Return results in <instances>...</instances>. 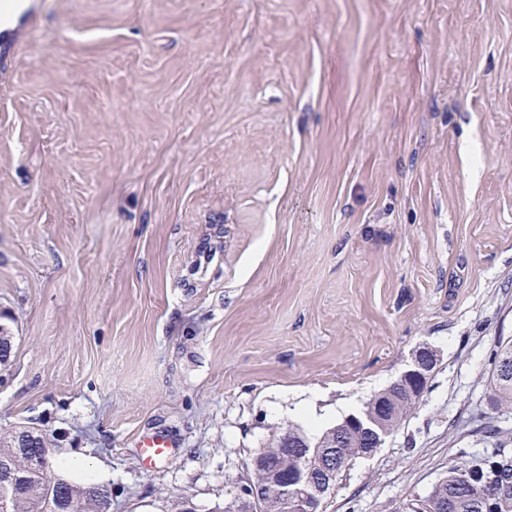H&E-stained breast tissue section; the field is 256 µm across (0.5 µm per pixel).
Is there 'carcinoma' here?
Listing matches in <instances>:
<instances>
[{
	"label": "carcinoma",
	"instance_id": "cac0c4a2",
	"mask_svg": "<svg viewBox=\"0 0 512 512\" xmlns=\"http://www.w3.org/2000/svg\"><path fill=\"white\" fill-rule=\"evenodd\" d=\"M512 361V340L501 341L492 352V372L490 379V403L497 410H512V378L502 377L501 368L505 360ZM396 406L394 417L388 428L396 430L408 417L417 400L408 391L394 384L382 391ZM27 433L22 426L11 431L0 432V462H7L15 470H25L34 457L52 458L53 446L40 435L35 447L22 454L16 445L20 437ZM288 434L307 442V448L297 449V454L288 457L286 470L292 472L303 464L313 480L323 475V469L330 466L338 472L348 467L354 460L368 452L364 448L366 436L353 429L347 432L348 442L339 448L332 447L341 431L336 427L327 429L312 440L299 429L290 427ZM260 485L255 487L258 494L269 503L266 512H295L284 506L285 492L273 489L264 482V477L256 478ZM64 499L75 503V512H110V491L94 482L75 484L63 474L47 466L39 475L33 476L27 486L14 489L0 472V504L8 503V512H45L48 499ZM497 505V512H512V449L508 442L499 446L497 454L483 457L463 455L448 468L445 483L432 487L425 496L424 512H483L484 504Z\"/></svg>",
	"mask_w": 512,
	"mask_h": 512
}]
</instances>
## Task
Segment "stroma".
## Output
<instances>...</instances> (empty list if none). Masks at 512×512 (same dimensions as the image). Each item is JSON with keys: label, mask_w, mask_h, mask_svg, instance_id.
I'll return each instance as SVG.
<instances>
[{"label": "stroma", "mask_w": 512, "mask_h": 512, "mask_svg": "<svg viewBox=\"0 0 512 512\" xmlns=\"http://www.w3.org/2000/svg\"><path fill=\"white\" fill-rule=\"evenodd\" d=\"M0 0V431L111 512H209L276 432L436 366L325 512L491 455L512 338V0ZM173 447L145 463L143 436ZM512 362V340L499 341L492 352V372L490 379V403L494 409L511 411L512 410V373L510 379L502 377L501 368L505 366V360ZM508 366L503 371L508 373Z\"/></svg>", "instance_id": "35a3bbf8"}]
</instances>
